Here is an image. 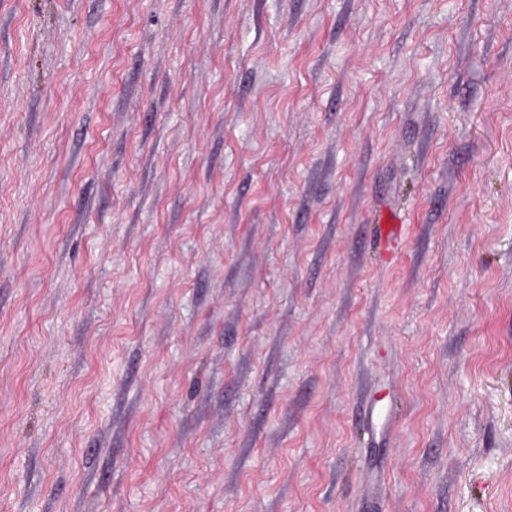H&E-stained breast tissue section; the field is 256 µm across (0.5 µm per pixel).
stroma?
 Returning a JSON list of instances; mask_svg holds the SVG:
<instances>
[{
    "mask_svg": "<svg viewBox=\"0 0 512 512\" xmlns=\"http://www.w3.org/2000/svg\"><path fill=\"white\" fill-rule=\"evenodd\" d=\"M0 512H512V0H0Z\"/></svg>",
    "mask_w": 512,
    "mask_h": 512,
    "instance_id": "35a3bbf8",
    "label": "stroma"
}]
</instances>
